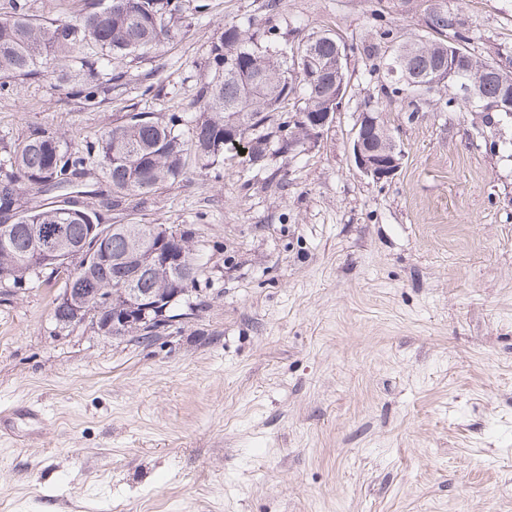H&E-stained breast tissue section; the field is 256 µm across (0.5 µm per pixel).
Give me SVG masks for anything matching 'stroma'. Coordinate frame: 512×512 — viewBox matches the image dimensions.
I'll use <instances>...</instances> for the list:
<instances>
[{
  "label": "stroma",
  "instance_id": "35a3bbf8",
  "mask_svg": "<svg viewBox=\"0 0 512 512\" xmlns=\"http://www.w3.org/2000/svg\"><path fill=\"white\" fill-rule=\"evenodd\" d=\"M182 3L95 108L50 77L12 83L0 145L189 111L212 41L248 18L287 41L338 33L346 106L305 154L229 151L109 212L192 235L202 272L153 338L58 326V284L0 282V512H512V120L401 93L396 176L349 149L393 38L458 8L489 59L512 51V0Z\"/></svg>",
  "mask_w": 512,
  "mask_h": 512
}]
</instances>
